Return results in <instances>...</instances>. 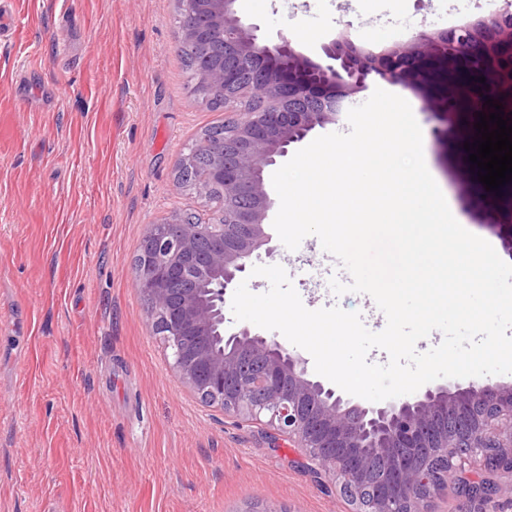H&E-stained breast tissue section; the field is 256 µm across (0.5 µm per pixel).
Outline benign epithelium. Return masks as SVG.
I'll return each mask as SVG.
<instances>
[{
  "label": "benign epithelium",
  "mask_w": 512,
  "mask_h": 512,
  "mask_svg": "<svg viewBox=\"0 0 512 512\" xmlns=\"http://www.w3.org/2000/svg\"><path fill=\"white\" fill-rule=\"evenodd\" d=\"M235 2L177 0L182 12L205 16L237 56L258 69L264 111L224 100V145L213 151L211 166V181L224 195L220 222H195L175 212L149 225L139 243L136 287L170 350L172 369L202 403L263 426L274 446L288 440L301 448L312 471L336 485L350 512H427L441 490L431 467L436 460L448 465L445 477L457 481V493L477 505L473 512H500L494 476L512 474L511 384L450 379L405 399L355 402L313 378L308 359L277 337L227 326L224 310L253 255L277 251L265 224L271 207L266 171L312 130L338 121L343 101L367 90L374 72L416 87L425 65L459 59L438 115L455 128L453 137H443L446 151L465 160L464 175L474 182V198L481 197L464 149L474 142L479 117L459 111V104L482 86L479 78L502 74L499 50L512 44V27L482 16L450 32L420 31L380 53L348 31L324 46L332 63L323 67L283 37L271 45L259 41ZM236 78L224 67L204 75L206 83L221 87ZM206 145L207 137L200 136L176 168L193 166ZM482 227L512 256V180Z\"/></svg>",
  "instance_id": "7a95c632"
}]
</instances>
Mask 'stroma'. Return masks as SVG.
I'll return each mask as SVG.
<instances>
[{"label":"stroma","mask_w":512,"mask_h":512,"mask_svg":"<svg viewBox=\"0 0 512 512\" xmlns=\"http://www.w3.org/2000/svg\"><path fill=\"white\" fill-rule=\"evenodd\" d=\"M0 38V512H349L308 471L301 449L196 399L168 367L134 257L149 224L209 204L175 184L178 157L221 122L197 101L178 53L175 0H9ZM505 0H238L265 42L286 36L327 65L352 32L378 52L448 29ZM406 99L425 163L455 219L484 236L482 214L446 161L421 93ZM310 310L387 319L366 294L335 295L340 261L318 237L279 247Z\"/></svg>","instance_id":"obj_1"}]
</instances>
